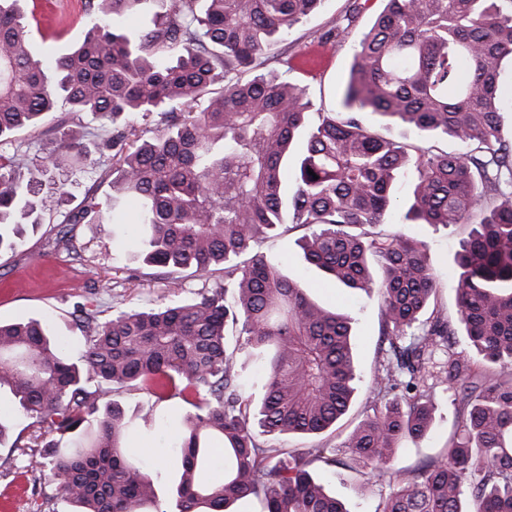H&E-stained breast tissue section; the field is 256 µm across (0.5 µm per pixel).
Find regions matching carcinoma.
<instances>
[{"label":"carcinoma","instance_id":"cac0c4a2","mask_svg":"<svg viewBox=\"0 0 512 512\" xmlns=\"http://www.w3.org/2000/svg\"><path fill=\"white\" fill-rule=\"evenodd\" d=\"M23 2L0 0V143L48 112L85 113L114 126L102 144L112 163L68 131L42 147L44 184L17 176L23 155L0 154V249H16L23 225L61 206L77 165L110 180L112 195L86 197L68 223L134 203L146 266L224 272L195 298L105 321L76 307L90 331L76 357L42 318L0 322V390L51 436L34 464L76 512H233L245 498L256 512H348L313 475L319 463L395 477L376 512H512V139L500 133V112L512 108L500 90L512 0H383L353 55L341 119L312 111L308 88L266 70L269 49L325 0H166L138 35L121 18L146 0H87L83 41L51 60L30 51ZM153 112L170 115L163 131L129 140L130 117ZM366 112L460 150L379 137ZM403 178L400 223L473 225L453 282L466 336L494 371L474 378L469 359L448 360L446 378L461 381L460 433L443 456L394 470L400 444L431 428L425 368L454 336L431 307L439 284L426 243L369 231L387 223ZM292 226L312 229L301 244L308 265L381 296L379 407L342 442L344 461L265 440L336 426L360 382L351 318L255 251ZM243 345L259 372L251 383L238 370ZM121 388L190 406L174 429L170 502L128 452L134 425L107 399ZM218 449L224 476L212 479Z\"/></svg>","mask_w":512,"mask_h":512}]
</instances>
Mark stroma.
I'll use <instances>...</instances> for the list:
<instances>
[{
    "instance_id": "35a3bbf8",
    "label": "stroma",
    "mask_w": 512,
    "mask_h": 512,
    "mask_svg": "<svg viewBox=\"0 0 512 512\" xmlns=\"http://www.w3.org/2000/svg\"><path fill=\"white\" fill-rule=\"evenodd\" d=\"M353 0H326L322 9L300 24L288 40L272 47L271 66L287 69L294 83L308 88L316 107L326 112L341 111L342 86L348 76L355 47L382 10V0H367L354 20L345 14ZM36 13L41 21L33 34L32 53L40 58L58 56L83 36L84 0H39ZM335 26L343 27L341 41L326 40L325 32ZM57 117L48 114L43 127L26 130L16 144H0V154L22 149L26 154L21 170L24 178L38 175L41 147L53 132ZM70 195L64 204L47 214L37 230L29 232L25 251L0 253V321L11 322L30 317L47 319L53 335L62 337L71 351L80 350L87 341L85 332L77 325L73 311L84 304L106 319L128 308H155L172 295L188 299L213 281L191 273H183L179 292H172L165 275L145 274L137 258L136 236L130 225L103 223L68 224L70 213L77 211L86 196L103 199L110 192L108 183L95 181L76 169L69 176ZM68 227L67 240H60L58 231ZM402 230L407 235L424 240L428 245L429 263L441 285L438 310L456 331L453 350L458 354L470 352L471 347L457 314L456 292L452 286L453 256L472 230L468 224L446 227H394L381 225L380 230L391 233ZM307 228L300 227L286 234L264 240L259 249L268 259L278 263L283 272L300 277L311 296L329 308L338 309L352 319L355 361L361 376L356 400L349 413L336 425L314 440L284 437V448L339 447L345 434L359 420L371 415L370 391L372 379L380 367L383 346L379 315V296L360 290L336 286L320 272L309 267L298 245ZM428 396L435 406V419L429 435L418 443L401 448L397 467L414 468L436 458L442 448L456 435L458 419L452 403L455 387L439 373L429 375ZM114 397L126 415L138 424L133 446L143 455L144 464L154 478L160 498H167L177 482L172 462L178 456L170 439V424L176 423L186 411L181 399L162 403L142 390H121ZM8 394L0 395V413L8 415L9 437L0 442V512H72L71 504L45 481L42 472L30 469L29 447L38 433L29 420L13 416ZM326 488L346 505L348 512H375L382 497L392 489L389 481L369 484L357 479L354 473L338 468L320 470Z\"/></svg>"
}]
</instances>
